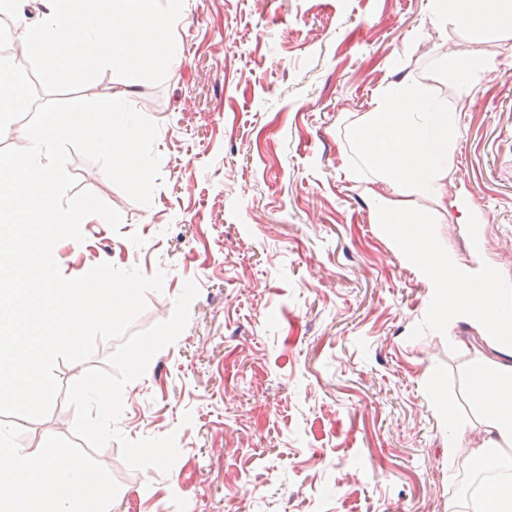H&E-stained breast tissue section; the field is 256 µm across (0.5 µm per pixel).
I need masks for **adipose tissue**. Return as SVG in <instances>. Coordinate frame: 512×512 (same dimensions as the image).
Returning <instances> with one entry per match:
<instances>
[{
	"label": "adipose tissue",
	"instance_id": "ef3b65f1",
	"mask_svg": "<svg viewBox=\"0 0 512 512\" xmlns=\"http://www.w3.org/2000/svg\"><path fill=\"white\" fill-rule=\"evenodd\" d=\"M431 23L494 43L512 39V0H432ZM495 56L448 54L436 62L441 77L455 90V100L434 94L425 76L382 87L371 108L351 125L350 138L363 162L346 161L347 177L381 183L392 191L431 201L415 211L391 197L373 195L372 209L387 224L395 244L421 269H441L453 261L436 230L448 192V171L458 148L456 99L472 96L496 69ZM438 318L456 334L460 323L487 331L490 342L512 349V289L490 287L473 278L457 288H443ZM469 393L479 410L484 437L469 447L457 426L448 428V477L460 465L495 489L493 502L476 494L461 512H512V366L473 359L467 374ZM98 473L64 452L39 453L23 448L0 450V512H105L92 490Z\"/></svg>",
	"mask_w": 512,
	"mask_h": 512
}]
</instances>
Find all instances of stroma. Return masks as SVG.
I'll use <instances>...</instances> for the list:
<instances>
[{"mask_svg": "<svg viewBox=\"0 0 512 512\" xmlns=\"http://www.w3.org/2000/svg\"><path fill=\"white\" fill-rule=\"evenodd\" d=\"M430 0H184L180 62L163 83L105 71L82 97L132 88L159 125L162 184L132 200L101 166L72 154L76 190L122 216L62 240L77 278L109 262L165 270L132 328L168 320L185 281L199 294L177 340L123 392L129 439L175 434L169 474L130 469L117 442L73 437L66 385L104 366L99 340L81 363L58 362L63 390L48 416H0L15 447L61 448L96 469L110 512H448L470 494L448 478V420L471 421L468 361H506L460 325L463 348L433 323L425 275L375 224L344 175L348 121L378 90L448 52L495 50L497 69L461 109L448 174L444 241L469 267L512 288V41L494 48L428 22ZM470 195L489 219L475 244ZM446 388L451 410L433 395Z\"/></svg>", "mask_w": 512, "mask_h": 512, "instance_id": "obj_1", "label": "stroma"}]
</instances>
